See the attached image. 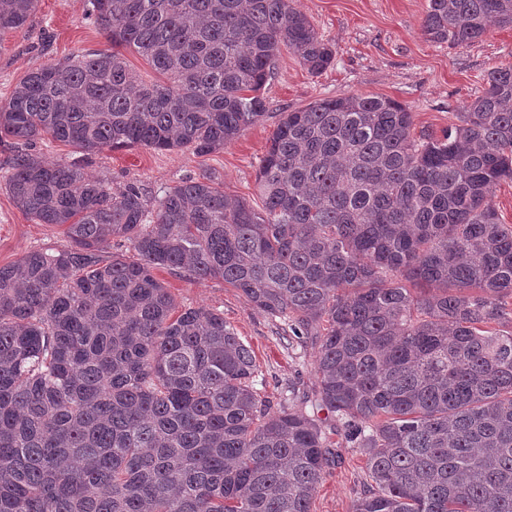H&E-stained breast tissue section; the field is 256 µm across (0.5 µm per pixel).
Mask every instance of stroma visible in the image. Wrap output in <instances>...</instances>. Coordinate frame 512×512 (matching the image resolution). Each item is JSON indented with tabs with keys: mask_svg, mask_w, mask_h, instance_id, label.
Returning a JSON list of instances; mask_svg holds the SVG:
<instances>
[{
	"mask_svg": "<svg viewBox=\"0 0 512 512\" xmlns=\"http://www.w3.org/2000/svg\"><path fill=\"white\" fill-rule=\"evenodd\" d=\"M291 5L333 45L335 61L314 76L295 53L281 48L262 91L264 117L223 150L200 157L188 147L158 151L135 146L88 156L54 142L42 146L44 158L80 162L86 173L108 179L115 188L137 182L150 196L210 174L225 192L257 207L259 164L284 113L322 98L376 94L410 110L414 134L438 136L454 122L456 112L482 95L489 71L512 66V27H491L480 39L460 46L429 41L422 32L427 0H291ZM107 47L105 34L85 15L84 0H38L24 29L0 37V104L32 68ZM12 154V146L0 144V266L31 250L57 252L70 246L62 227L36 223L13 202L4 181ZM155 276L179 306L223 313L252 349L258 365L255 388L272 407L283 403L292 385L314 395L316 347L290 341L280 318L256 309L223 279L200 282L185 271L168 269L156 270ZM333 442L336 463L315 496L314 512H354L367 481L365 458L341 437Z\"/></svg>",
	"mask_w": 512,
	"mask_h": 512,
	"instance_id": "obj_1",
	"label": "stroma"
}]
</instances>
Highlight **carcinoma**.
Here are the masks:
<instances>
[{"instance_id": "obj_1", "label": "carcinoma", "mask_w": 512, "mask_h": 512, "mask_svg": "<svg viewBox=\"0 0 512 512\" xmlns=\"http://www.w3.org/2000/svg\"><path fill=\"white\" fill-rule=\"evenodd\" d=\"M37 0H0V36ZM111 49L29 71L0 104L13 202L71 247L0 266V512H312L335 464L306 401L270 413L224 315L179 308L154 270L221 278L318 347V405L366 459L355 512H512V66L442 136L377 95L286 113L262 209L209 175L149 198L45 163L143 145L207 156L264 116L280 47L335 50L289 0H86ZM512 0H428L459 45ZM165 81L135 80L123 51ZM115 238L137 258L102 255ZM493 201L503 224L512 225V182H503L495 190Z\"/></svg>"}]
</instances>
